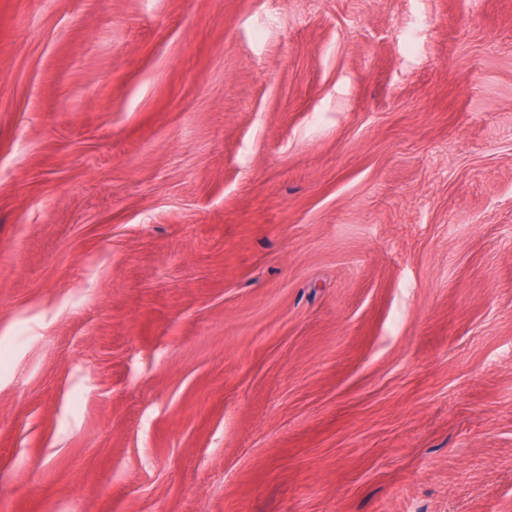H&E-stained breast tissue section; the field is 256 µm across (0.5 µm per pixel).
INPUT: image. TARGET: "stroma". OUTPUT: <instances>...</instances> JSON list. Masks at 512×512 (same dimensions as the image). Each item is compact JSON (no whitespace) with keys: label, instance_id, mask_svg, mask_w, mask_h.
Here are the masks:
<instances>
[{"label":"stroma","instance_id":"35a3bbf8","mask_svg":"<svg viewBox=\"0 0 512 512\" xmlns=\"http://www.w3.org/2000/svg\"><path fill=\"white\" fill-rule=\"evenodd\" d=\"M0 512H512V0H0Z\"/></svg>","mask_w":512,"mask_h":512}]
</instances>
